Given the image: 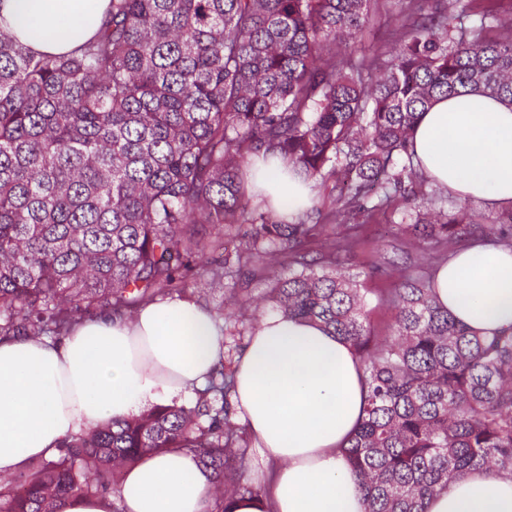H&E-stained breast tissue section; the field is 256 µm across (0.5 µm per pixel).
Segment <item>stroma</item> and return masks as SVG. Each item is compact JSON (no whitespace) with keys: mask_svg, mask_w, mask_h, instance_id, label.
<instances>
[{"mask_svg":"<svg viewBox=\"0 0 512 512\" xmlns=\"http://www.w3.org/2000/svg\"><path fill=\"white\" fill-rule=\"evenodd\" d=\"M400 0H379L372 10L366 30L360 41L354 43L353 53H382L391 46V37L398 31L403 18ZM402 200H395L390 208L375 212L371 217H357L346 222L329 225L325 237L311 242L312 254L322 253L329 241H354L355 254L342 258L343 266L357 273L365 297L364 313L372 331L378 336L392 332L395 321L393 309L386 299L394 288L399 287L402 275H432L436 266L433 258L434 246L426 240L409 236L404 231ZM395 258L407 265L405 273H374L376 263ZM269 286L265 275L254 274L250 280L237 284H211L205 274L188 279L180 289L181 297L199 301L210 310L224 329V344L227 358H234L239 345L243 344L256 321L260 310L253 306L256 298L262 296ZM236 296L244 304L235 317L224 315V303L229 296Z\"/></svg>","mask_w":512,"mask_h":512,"instance_id":"35a3bbf8","label":"stroma"}]
</instances>
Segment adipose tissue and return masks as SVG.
I'll use <instances>...</instances> for the list:
<instances>
[{
  "instance_id": "1",
  "label": "adipose tissue",
  "mask_w": 512,
  "mask_h": 512,
  "mask_svg": "<svg viewBox=\"0 0 512 512\" xmlns=\"http://www.w3.org/2000/svg\"><path fill=\"white\" fill-rule=\"evenodd\" d=\"M109 0H0V28L32 49L71 51ZM414 161L459 199L512 208V107L463 92L437 100L413 128ZM245 188L278 216L312 206V181L270 155ZM437 303L482 336L512 332V249L476 244L435 273ZM224 356V332L195 301L161 298L130 317L84 320L61 340H0V477L59 454L61 441L202 389ZM237 418L277 467L267 490L231 512H365L342 449L362 415L366 384L351 345L310 321L263 315L233 362ZM213 472L185 450L145 453L114 492L66 499L61 512H210ZM426 512H512V474L469 473Z\"/></svg>"
}]
</instances>
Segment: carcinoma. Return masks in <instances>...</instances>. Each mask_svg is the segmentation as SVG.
Masks as SVG:
<instances>
[{"mask_svg":"<svg viewBox=\"0 0 512 512\" xmlns=\"http://www.w3.org/2000/svg\"><path fill=\"white\" fill-rule=\"evenodd\" d=\"M372 2L109 0L96 32L62 55L0 31V338L63 336L81 314L130 313L197 269L221 285L261 261L266 300L349 342L364 367V415L345 454L367 512H426L462 475L512 473V334H474L425 276L393 290V333L375 336L357 281L313 269L305 245L396 197L436 204L412 127L462 89L512 106V17L405 0L388 58L356 59L340 47L359 37ZM261 153L333 192L344 186L335 208L291 223L248 213L245 164ZM236 225L235 253L213 263ZM409 230L443 249L512 243V210L480 218L441 206ZM276 264L294 271L282 277ZM232 389L221 364L193 408L157 405L64 440L24 483L0 478V512H58L172 448L212 470L215 512H230L235 496L255 493Z\"/></svg>","mask_w":512,"mask_h":512,"instance_id":"1","label":"carcinoma"}]
</instances>
